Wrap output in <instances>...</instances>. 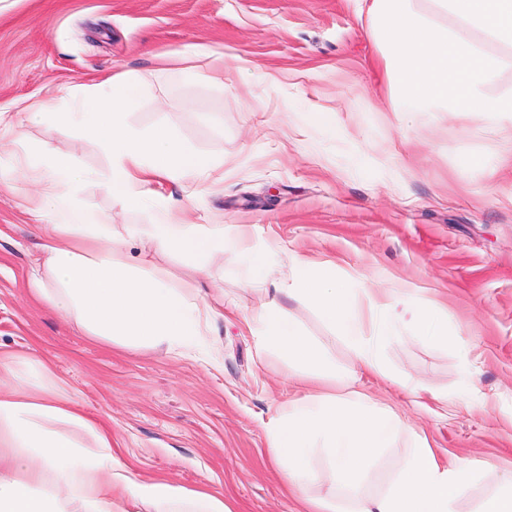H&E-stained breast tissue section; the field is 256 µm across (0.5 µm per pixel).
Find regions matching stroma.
Listing matches in <instances>:
<instances>
[{"mask_svg": "<svg viewBox=\"0 0 512 512\" xmlns=\"http://www.w3.org/2000/svg\"><path fill=\"white\" fill-rule=\"evenodd\" d=\"M360 0H0V111L44 101L62 112L104 75L139 80L127 116L146 134L169 128L219 163L186 213L240 227L267 248L274 276L293 260L329 263L360 298L410 289L409 300L448 314V344L409 331L384 360L397 387L361 376L357 388L396 410L442 461L487 459L493 467L459 506L512 479V182L465 170L471 153L501 150L507 131L480 139L478 112H401L384 76V44ZM224 57L215 82L211 54ZM331 112L319 128L311 113ZM57 151L105 174L110 157L95 141L27 122L0 138L20 163ZM24 178L0 182V391L30 388L22 361L51 369L47 394L74 397L84 413L112 425V450L135 476L223 497L232 512H300L269 453L268 416L300 395L297 367L258 353L245 319L272 288L250 282L242 255L225 245L202 261L155 254L140 231L154 212L112 202L84 184L75 205L95 211L130 263L157 273L204 307L224 297V314L194 351L167 344L120 345L90 335L32 297L26 275L38 252V224ZM305 336L325 342L331 377L319 392L342 396L357 364L331 341L319 311L283 298ZM434 392L416 406L412 389ZM409 447L399 436L375 460L364 491H386Z\"/></svg>", "mask_w": 512, "mask_h": 512, "instance_id": "stroma-1", "label": "stroma"}]
</instances>
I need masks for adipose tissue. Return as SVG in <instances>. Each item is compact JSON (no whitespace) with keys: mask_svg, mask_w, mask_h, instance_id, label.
<instances>
[{"mask_svg":"<svg viewBox=\"0 0 512 512\" xmlns=\"http://www.w3.org/2000/svg\"><path fill=\"white\" fill-rule=\"evenodd\" d=\"M139 95L138 82L116 74L75 97L72 111L56 118L61 131L96 141L110 156V169L99 181L106 195L126 207L155 209L147 234L156 252L194 256L220 249L223 225L172 216L186 209L215 161L182 144L167 127L147 134L131 130L125 112ZM24 176L43 188L37 209L52 221L29 273L33 296L93 335L116 342H165L178 351L198 342L206 325L197 307L150 269L128 263L101 232L96 213L73 204L75 191L89 175L71 154L57 152L45 164H28ZM157 179L181 181L182 197L153 196L148 186ZM285 293L306 298L320 310L336 340L354 352L361 373L394 385L399 379L385 365L382 351L400 339L402 322L428 330L436 342L448 340V324L438 308H419L406 316L396 294L361 304L354 289L338 281L328 266L294 262ZM246 325L258 350H275L305 364L320 358V344L305 339L277 299L255 308ZM56 420L83 428L94 448L49 430V422ZM265 429L271 456L293 492L317 480L313 460L321 453L331 462L339 488L354 501L347 511L338 500L311 499L307 512H459L471 487L491 467L487 460L441 462L427 438L411 431L396 411L378 407L357 391L305 395L287 411L271 415ZM399 434L409 436L410 446L390 486L379 495L361 494L365 470ZM111 446L110 425L86 417L71 397L0 393V512H127L130 499L181 502L189 512H231L222 498L208 493L159 479H134ZM49 471L76 476L77 482L46 483Z\"/></svg>","mask_w":512,"mask_h":512,"instance_id":"ef3b65f1","label":"adipose tissue"}]
</instances>
